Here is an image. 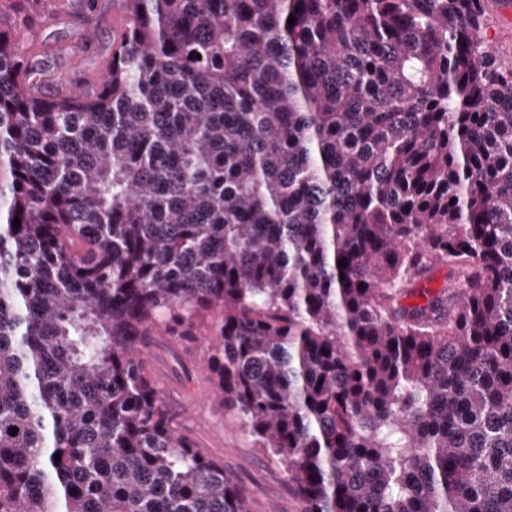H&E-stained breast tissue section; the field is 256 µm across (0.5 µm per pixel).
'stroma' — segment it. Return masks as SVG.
Here are the masks:
<instances>
[{
	"mask_svg": "<svg viewBox=\"0 0 512 512\" xmlns=\"http://www.w3.org/2000/svg\"><path fill=\"white\" fill-rule=\"evenodd\" d=\"M94 31L85 34L81 14L57 17V0H38L33 27L38 48L53 50L82 41L84 65L90 76L103 74L117 38L112 0H98ZM214 312L195 314L190 338L181 328L153 329L142 350L146 369L164 397L178 429L191 435L202 451L224 466L248 493L250 512H301L302 506L282 466L257 448L237 415L213 399V384L205 357L216 334Z\"/></svg>",
	"mask_w": 512,
	"mask_h": 512,
	"instance_id": "obj_1",
	"label": "stroma"
}]
</instances>
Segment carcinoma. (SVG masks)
<instances>
[{
	"label": "carcinoma",
	"instance_id": "obj_1",
	"mask_svg": "<svg viewBox=\"0 0 512 512\" xmlns=\"http://www.w3.org/2000/svg\"><path fill=\"white\" fill-rule=\"evenodd\" d=\"M120 5L98 81L0 24V512H248L140 355L200 310L215 399L302 512H512L485 0ZM438 264L448 288L399 305Z\"/></svg>",
	"mask_w": 512,
	"mask_h": 512
}]
</instances>
